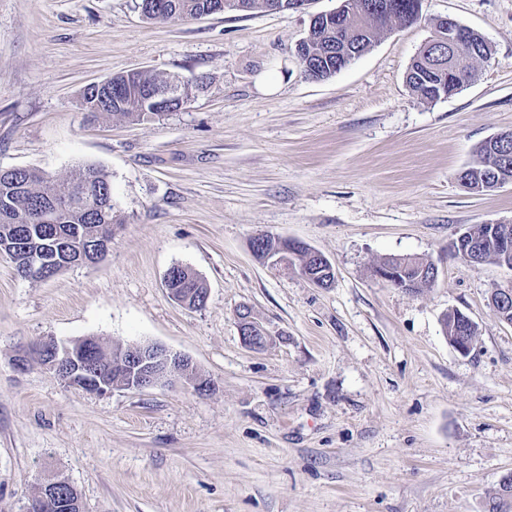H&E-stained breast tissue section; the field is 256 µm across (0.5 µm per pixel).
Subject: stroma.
I'll return each mask as SVG.
<instances>
[{"instance_id":"35a3bbf8","label":"stroma","mask_w":512,"mask_h":512,"mask_svg":"<svg viewBox=\"0 0 512 512\" xmlns=\"http://www.w3.org/2000/svg\"><path fill=\"white\" fill-rule=\"evenodd\" d=\"M140 0H0V170L107 175L120 219L107 257L48 280L0 253V512L47 479L84 512H485L512 471V324L489 305L512 269L470 265L468 225L512 223V184L480 195L460 170L512 131V0H421L333 77L308 78L307 10L146 19ZM481 34L490 57L459 92L417 96L406 70L434 23ZM145 70L191 88L181 109L132 122L90 115L94 82ZM300 240L332 287L253 254ZM438 269L417 293L375 278L381 258ZM191 268L204 308L165 284ZM270 333L247 347L236 311ZM477 325L469 354L443 315ZM155 344L191 359L209 395L176 380L88 393L15 358L40 338ZM315 267L312 272L302 273L312 285L322 287L325 283H332L334 280V271L329 260L322 254H316Z\"/></svg>"}]
</instances>
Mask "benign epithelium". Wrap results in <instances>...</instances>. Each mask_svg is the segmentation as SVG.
Returning <instances> with one entry per match:
<instances>
[{
	"label": "benign epithelium",
	"instance_id": "benign-epithelium-1",
	"mask_svg": "<svg viewBox=\"0 0 512 512\" xmlns=\"http://www.w3.org/2000/svg\"><path fill=\"white\" fill-rule=\"evenodd\" d=\"M446 21L447 33L437 35L433 44L454 47L466 39V29L452 18L448 17ZM301 247L302 242L298 240L281 239L278 247L267 254L264 262L275 268H290ZM108 250L109 241L102 240L93 249L80 252L75 262L96 263L107 255ZM45 269L44 253L32 251L25 258L21 275L40 279ZM303 277L312 285L321 287L325 283L333 282V267L324 255L318 253L314 269L304 273ZM377 278L403 290L410 286L409 282L400 280L397 269L392 265L382 267ZM238 327L242 341L247 346L257 349L267 342L268 332L252 317L238 316ZM34 362L63 379L68 385L90 393L142 390L168 382L175 376L186 379L197 393L204 394L208 391L207 381L197 374L191 360L152 344H133L111 354L96 337L92 338L88 350L73 348L53 337H45L38 340L31 351L20 356L16 360V366L24 370ZM59 485L60 481L52 479L42 483L38 493L23 504L22 512H75L78 502L60 496Z\"/></svg>",
	"mask_w": 512,
	"mask_h": 512
}]
</instances>
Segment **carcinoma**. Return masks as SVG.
<instances>
[{"label":"carcinoma","mask_w":512,"mask_h":512,"mask_svg":"<svg viewBox=\"0 0 512 512\" xmlns=\"http://www.w3.org/2000/svg\"><path fill=\"white\" fill-rule=\"evenodd\" d=\"M214 0H141L144 16L150 20H183L213 13ZM357 4L372 3L379 7L377 14L362 11L346 13L339 18L331 17L321 22L317 38L305 45L304 71L312 79L323 80L336 74L339 61L336 60V43L348 42L353 47L355 57L370 51L378 37L385 30L398 25L408 26L418 17L412 9V0H355ZM458 62L440 61L437 50L430 47L421 50L412 60L406 73V83L418 96L432 101L427 86L434 82L439 86L438 96L448 97L469 83L475 76L474 63L491 55V47L479 33L471 32L467 42L455 48ZM116 81L125 85L121 97L103 100L97 97H84L85 104L92 112L108 113L114 116L140 121L160 118L179 110L188 100V88L180 84L179 98L171 103L160 105L153 93L169 82L179 78L159 77L145 71H132L115 76ZM477 161L468 166V178L478 180L492 166H507L512 172V132L495 144L485 142L477 150ZM80 182H88L93 194L83 208L72 211V188ZM112 191L107 175L98 167L81 164L75 167L68 178L54 182L35 169H12L0 171V226L18 224L13 233L0 234V252L14 257L13 251L20 244L33 239L44 245L63 241L76 247L88 238H110L112 215ZM469 241L477 249L475 264L500 263L496 236L489 224H472L465 228ZM429 260L415 258L408 269V277L415 279V288L428 287L433 280L420 278L417 270L428 265ZM176 286L189 296V308L202 309L205 285L191 269L174 265L171 267ZM446 336H464L473 342L477 327L462 324L449 313L444 320ZM486 512H512V485L499 486L497 493L486 503Z\"/></svg>","instance_id":"carcinoma-1"}]
</instances>
